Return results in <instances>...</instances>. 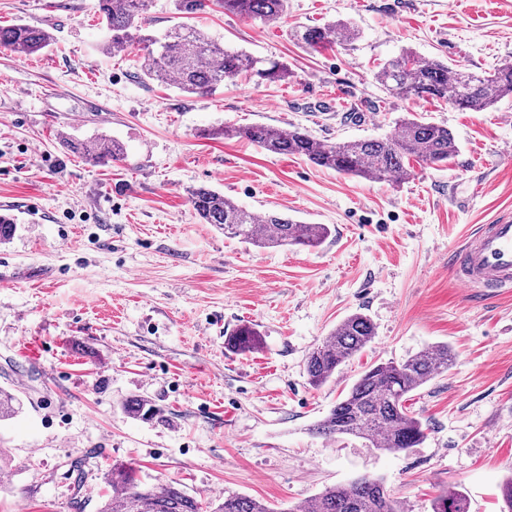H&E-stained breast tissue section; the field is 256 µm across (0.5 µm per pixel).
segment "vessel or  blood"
Returning <instances> with one entry per match:
<instances>
[{"label":"vessel or blood","mask_w":512,"mask_h":512,"mask_svg":"<svg viewBox=\"0 0 512 512\" xmlns=\"http://www.w3.org/2000/svg\"><path fill=\"white\" fill-rule=\"evenodd\" d=\"M456 264L461 287L488 298L512 288V219L500 218L468 235Z\"/></svg>","instance_id":"b4317fda"}]
</instances>
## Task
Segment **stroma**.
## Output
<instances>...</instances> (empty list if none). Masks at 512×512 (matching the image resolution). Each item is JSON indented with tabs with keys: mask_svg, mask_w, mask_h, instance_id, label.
<instances>
[{
	"mask_svg": "<svg viewBox=\"0 0 512 512\" xmlns=\"http://www.w3.org/2000/svg\"><path fill=\"white\" fill-rule=\"evenodd\" d=\"M93 6L0 0V25L54 36L31 57L0 49V205L40 211L0 243V388L21 402L0 420V512H97L116 462L176 483L201 512L227 495L292 512L362 475L383 478L406 512H431L451 485L471 512H503L512 288L476 302L448 255L512 214V98L461 112L395 98L376 73L405 49L493 71L512 60V0H289L273 23L214 6L195 25L291 75L228 80L209 97L141 81L142 50L102 52ZM334 22L355 38L313 50L295 37ZM410 114L448 127L458 152L386 183L209 134L266 124L336 143L390 135ZM65 136L117 140L127 157L90 165ZM199 186L331 234L316 248H256L201 223L188 199ZM354 313L373 343L312 387L307 355ZM246 321L260 347H226ZM437 344L456 360L407 403L427 427L420 447L311 433L366 367ZM133 397L155 418L128 414Z\"/></svg>",
	"mask_w": 512,
	"mask_h": 512,
	"instance_id": "obj_1",
	"label": "stroma"
}]
</instances>
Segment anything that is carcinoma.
Instances as JSON below:
<instances>
[{"mask_svg": "<svg viewBox=\"0 0 512 512\" xmlns=\"http://www.w3.org/2000/svg\"><path fill=\"white\" fill-rule=\"evenodd\" d=\"M217 5L224 11L276 21L287 12L288 0H175L181 15L191 16ZM148 0H96L105 36L102 49L140 47L145 50L141 73L144 79L174 82L183 93L208 96L239 76L268 82L288 79V68L279 62L242 50H231L212 40L195 26L178 24L162 36L144 34L143 13ZM343 40L354 30L332 24L307 28L297 34L311 49L329 43L330 34ZM45 29L14 23L0 26V48L30 56L51 45ZM379 83L390 94L402 98L443 99L459 110L481 112L506 97H512V61L492 73L478 74L452 67L440 60L424 61L404 51L388 60L377 72ZM226 138H244L272 153L298 155L311 163L371 182H387L409 174V162L426 165L448 162L458 152L448 128L416 117L405 118L395 133L381 138L356 139L324 144L300 128L282 130L266 125L225 126L215 131ZM65 145L83 154L96 165L122 162L123 147L115 140L74 142ZM190 204L204 224H213L225 234L261 249L283 246L318 247L330 236L326 224H300L281 214L258 216L240 207L220 192L199 187L190 192ZM376 336L375 327L364 314L355 313L336 325L306 358L310 385L320 387L351 358L363 351ZM228 344L250 351L261 344L259 332L251 324L238 326ZM454 355L448 345L431 346L399 363H380L367 370L349 388L328 414L310 431L319 436H353L382 452H407L427 438L421 419L405 405L408 395L448 370ZM18 398L0 390V419L18 412ZM125 410L141 419H152L153 408L141 399H130ZM112 494L100 503L97 512H199L198 502L170 484H148L135 477L131 467L112 465ZM214 512H274L271 507L238 495L224 497ZM306 512H405L402 501L393 497L380 478L360 476L335 485L314 497ZM432 512H470L467 494L457 487L442 491L432 502Z\"/></svg>", "mask_w": 512, "mask_h": 512, "instance_id": "1", "label": "carcinoma"}]
</instances>
